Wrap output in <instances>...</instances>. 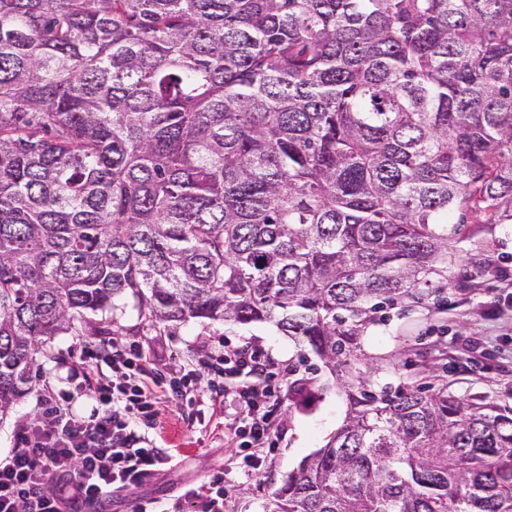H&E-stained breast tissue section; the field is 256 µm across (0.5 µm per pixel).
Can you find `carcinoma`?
Here are the masks:
<instances>
[{
	"instance_id": "cac0c4a2",
	"label": "carcinoma",
	"mask_w": 512,
	"mask_h": 512,
	"mask_svg": "<svg viewBox=\"0 0 512 512\" xmlns=\"http://www.w3.org/2000/svg\"><path fill=\"white\" fill-rule=\"evenodd\" d=\"M459 211L512 222V0H0V417L126 297L344 369ZM340 388L271 512H512V409Z\"/></svg>"
}]
</instances>
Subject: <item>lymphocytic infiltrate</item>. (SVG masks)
Segmentation results:
<instances>
[{
  "instance_id": "f902f5d3",
  "label": "lymphocytic infiltrate",
  "mask_w": 512,
  "mask_h": 512,
  "mask_svg": "<svg viewBox=\"0 0 512 512\" xmlns=\"http://www.w3.org/2000/svg\"><path fill=\"white\" fill-rule=\"evenodd\" d=\"M150 363L133 344L116 342L108 352L86 345L66 387L49 393L35 418L15 425L14 444L0 456V512H91L112 491L143 484L166 457L137 427L156 424L162 398L192 404L204 390L236 424V469L256 475L281 425L283 386L266 379L268 356L218 345L198 359L200 368H216L217 379L203 385L195 372H175L163 395L151 385ZM84 397L96 404L87 416L75 408Z\"/></svg>"
}]
</instances>
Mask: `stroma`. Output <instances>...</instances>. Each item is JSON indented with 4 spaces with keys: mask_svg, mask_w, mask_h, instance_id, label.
<instances>
[{
    "mask_svg": "<svg viewBox=\"0 0 512 512\" xmlns=\"http://www.w3.org/2000/svg\"><path fill=\"white\" fill-rule=\"evenodd\" d=\"M465 223L471 233L454 243L446 280L434 284L422 299H404L385 308L369 324L352 372L367 377L372 391L424 388L444 380L457 396L512 408V224L484 226L473 213ZM114 339L143 345L161 377L175 368H193L196 354L219 341L256 343L276 361L296 365L297 376L317 379L320 391L304 407L285 400L278 448L263 458L254 478L229 465L233 428L223 408L162 401L157 425L145 434L172 455V462L151 482L113 493L105 512H128L137 499H161L169 512H191L192 492L216 477L224 480V512H269L283 478L303 457L323 447L347 414L336 376L269 324L193 320L174 328L152 327L128 298L103 314L89 340L106 344ZM89 340L58 336L50 343V357H38L37 384L0 418L1 455L13 446L15 425L38 413L46 386L59 385Z\"/></svg>",
    "mask_w": 512,
    "mask_h": 512,
    "instance_id": "1",
    "label": "stroma"
}]
</instances>
